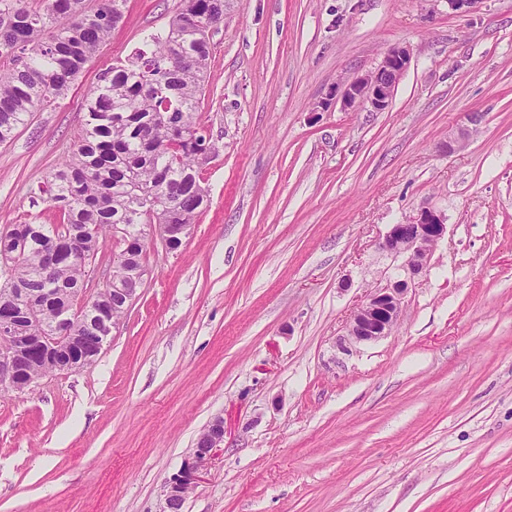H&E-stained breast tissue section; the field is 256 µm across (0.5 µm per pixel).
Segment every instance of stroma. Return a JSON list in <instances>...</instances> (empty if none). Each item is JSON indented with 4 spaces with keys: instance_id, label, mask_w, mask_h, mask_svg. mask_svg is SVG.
I'll return each mask as SVG.
<instances>
[{
    "instance_id": "35a3bbf8",
    "label": "stroma",
    "mask_w": 512,
    "mask_h": 512,
    "mask_svg": "<svg viewBox=\"0 0 512 512\" xmlns=\"http://www.w3.org/2000/svg\"><path fill=\"white\" fill-rule=\"evenodd\" d=\"M177 2L125 0L67 95L0 145V233L55 223L31 189ZM211 44L209 203L178 249L148 234L94 365L0 392V512H159L218 417L184 512H512V0H224ZM399 46L390 106H343ZM423 207L447 232L397 323L346 344L400 274L378 242ZM203 432L207 448H200L197 444L193 448L191 461L166 479L164 502L160 512H171L170 505L174 499H185L187 492L195 486L199 471L224 447V422L221 418L215 419Z\"/></svg>"
}]
</instances>
